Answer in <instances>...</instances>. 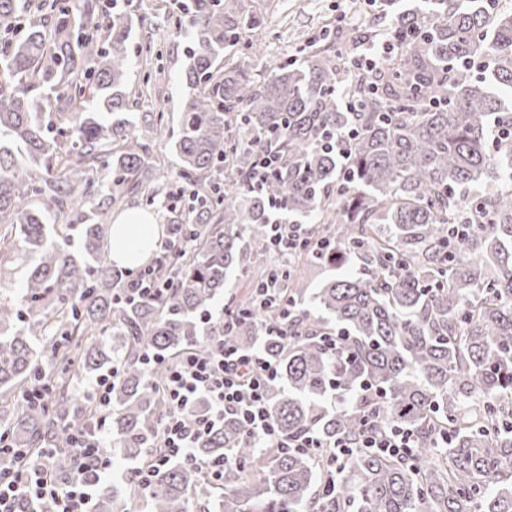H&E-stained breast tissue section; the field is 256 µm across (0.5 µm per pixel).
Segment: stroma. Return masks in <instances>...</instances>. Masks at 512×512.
Returning a JSON list of instances; mask_svg holds the SVG:
<instances>
[{"label":"stroma","mask_w":512,"mask_h":512,"mask_svg":"<svg viewBox=\"0 0 512 512\" xmlns=\"http://www.w3.org/2000/svg\"><path fill=\"white\" fill-rule=\"evenodd\" d=\"M240 6L256 19L245 36V62L258 81L277 63L302 58L325 31L347 32L369 18L368 11H354L352 0H240ZM127 10L134 20L128 41L132 109L163 113L174 126L189 94L181 79L190 45L186 15L174 0H128Z\"/></svg>","instance_id":"stroma-1"}]
</instances>
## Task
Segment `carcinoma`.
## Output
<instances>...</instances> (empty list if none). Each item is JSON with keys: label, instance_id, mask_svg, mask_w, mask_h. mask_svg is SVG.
<instances>
[{"label": "carcinoma", "instance_id": "1", "mask_svg": "<svg viewBox=\"0 0 512 512\" xmlns=\"http://www.w3.org/2000/svg\"><path fill=\"white\" fill-rule=\"evenodd\" d=\"M118 2L98 13L93 0H0V253L29 261L20 296L0 297L10 443L33 459L54 449L51 468L69 479L72 437L95 408L68 389L114 366L108 416L125 468L98 489L97 512H128L124 489L147 512H193L196 467L152 468L167 361L204 347L201 315L242 263V237L267 254L276 218L326 231L310 232L298 261L356 272L312 288L290 268L284 340L266 333L273 315L256 303L269 265L222 333L279 364L269 409L281 436L356 449L326 487L322 453L263 448L226 416L194 443L198 462L224 458L211 499L222 512H512V139L493 141L512 119V10L422 0L410 13L385 0L390 28L371 21L347 38L405 35L372 94L338 41L253 80L246 64L224 63L255 24L239 0H191L179 199L152 185L163 113L128 111L131 18ZM349 130L347 152L324 146ZM265 156L278 166L253 191ZM137 193L162 201L163 243L182 250L151 266L167 283L153 300L135 292L141 274L109 258L112 207ZM146 352L164 363L143 364ZM31 386L51 402L28 401ZM366 415L410 431L412 456L358 447Z\"/></svg>", "mask_w": 512, "mask_h": 512}]
</instances>
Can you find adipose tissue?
I'll return each instance as SVG.
<instances>
[{
	"label": "adipose tissue",
	"mask_w": 512,
	"mask_h": 512,
	"mask_svg": "<svg viewBox=\"0 0 512 512\" xmlns=\"http://www.w3.org/2000/svg\"><path fill=\"white\" fill-rule=\"evenodd\" d=\"M158 237L155 214L131 209L115 219L112 226V239L119 242V249L113 250L115 261L124 264L146 262L151 254L150 244Z\"/></svg>",
	"instance_id": "ef3b65f1"
}]
</instances>
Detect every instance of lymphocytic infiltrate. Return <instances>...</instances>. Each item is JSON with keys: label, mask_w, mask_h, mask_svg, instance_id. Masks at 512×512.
<instances>
[{"label": "lymphocytic infiltrate", "mask_w": 512, "mask_h": 512, "mask_svg": "<svg viewBox=\"0 0 512 512\" xmlns=\"http://www.w3.org/2000/svg\"><path fill=\"white\" fill-rule=\"evenodd\" d=\"M270 249L279 267H290L305 248L308 230L302 224L269 227ZM278 381L276 363L255 351H245L213 336L203 349H190L169 368L165 383L167 413L159 423L162 438L155 455L163 466L179 458L191 461L192 444L216 421L233 415L247 424L251 434L274 448L308 451L320 447L319 438L307 433L292 439L282 437L270 413L267 397ZM206 402V415H194L199 402ZM107 436L102 424L80 430L74 448L80 459L78 474L58 483L46 465H30L24 449H12L10 460L0 459V512H41L53 502L55 512H95L98 487L108 482L111 463L104 450Z\"/></svg>", "instance_id": "lymphocytic-infiltrate-1"}]
</instances>
